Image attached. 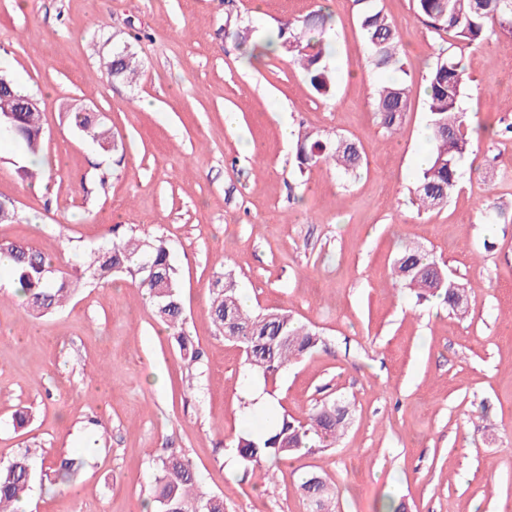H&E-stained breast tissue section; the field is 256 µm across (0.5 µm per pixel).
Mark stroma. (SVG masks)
Masks as SVG:
<instances>
[{"label": "stroma", "instance_id": "1", "mask_svg": "<svg viewBox=\"0 0 512 512\" xmlns=\"http://www.w3.org/2000/svg\"><path fill=\"white\" fill-rule=\"evenodd\" d=\"M378 5L401 35L411 88L395 134L371 104L373 86L395 74L371 66L353 0H0V56L38 100L44 130L34 157L0 142V199L17 208L0 242L30 243L67 272L113 227L164 237L202 353L180 357L138 275L86 279L63 309L33 317L0 270V465L35 449L29 512H143L154 463L172 454L225 512H308L299 483L309 472L328 476L336 512H379L389 499L404 512H512V138L473 137L459 190L418 212L424 77L448 44L412 0ZM320 8L335 17L327 99L288 57L246 55ZM246 24L243 46L233 33ZM126 39L138 64L130 82L108 67ZM456 54L468 124L512 123V42L495 35ZM85 108L123 150L87 146L68 120ZM302 130L355 141L363 168L350 179L299 170ZM500 209L505 219L486 221ZM407 246L466 284L465 317L395 283ZM228 270L251 310L288 309L325 339L268 381L277 414L301 420L332 400L352 410L333 447L282 460L270 478L236 455L267 415L245 408L243 351L209 313L211 280ZM19 410L30 416L22 428ZM77 453L79 475L56 480Z\"/></svg>", "mask_w": 512, "mask_h": 512}]
</instances>
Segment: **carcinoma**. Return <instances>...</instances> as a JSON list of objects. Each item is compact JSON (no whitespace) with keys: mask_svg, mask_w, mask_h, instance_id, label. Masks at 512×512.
<instances>
[{"mask_svg":"<svg viewBox=\"0 0 512 512\" xmlns=\"http://www.w3.org/2000/svg\"><path fill=\"white\" fill-rule=\"evenodd\" d=\"M378 0H355L362 38L370 51L372 65L379 70L404 72L401 37L393 22L377 5ZM416 14L439 33L448 36V47L457 44L478 45L488 36L503 34L512 38V0H413ZM333 23L332 14L318 10L300 20L278 26L268 39L278 51L288 56L305 74L310 88L327 98L335 92V81L327 62V40ZM112 76L133 79L137 64L128 57L126 47L118 46L112 56ZM467 78L455 54L437 57L425 77L428 139L433 151L421 169L414 190L413 204L418 211L443 207L459 185V163L471 147L469 125L459 103ZM410 85L406 79L382 84L372 96L375 115L387 132L394 134L405 118ZM11 111L14 119L0 126V135L21 144L29 153H37L43 140L41 112H19L16 100L0 91V113ZM75 127L86 141L104 152L116 150L111 129L96 121L88 112L72 116ZM298 167L319 164L333 166L345 176H353L363 158L358 145L345 137L331 138L318 132L304 131L297 141ZM112 240L92 250L88 261L66 276L52 275L50 260L32 246L0 243V254L11 261L9 272L23 296L25 309L34 315L53 313L67 303L83 284L86 274L97 280L136 268L140 287L151 299L156 315L166 325L182 357L197 362L201 352L184 329L180 301V283L170 258L166 240L156 236L141 240L133 235H119L112 228ZM392 278L417 292L440 296L448 312L463 317L468 313V288L448 276L444 267L419 248L401 252L391 269ZM213 300L210 315L220 335L236 337L245 352V367L254 378L268 379L282 367L297 361L324 343L311 326L301 324L283 309L253 313L243 308L234 274L220 273L210 285ZM350 419L345 404L322 403L305 420L287 415L271 418L265 430L237 442V453L246 466L274 468L281 459L305 448H327L343 434ZM31 451L20 450L0 466V512H16L32 482ZM311 512H336L334 490L318 473L304 476L299 485ZM155 512H224V498L200 489L192 463L181 457H162L156 463L153 487Z\"/></svg>","mask_w":512,"mask_h":512,"instance_id":"carcinoma-1","label":"carcinoma"}]
</instances>
